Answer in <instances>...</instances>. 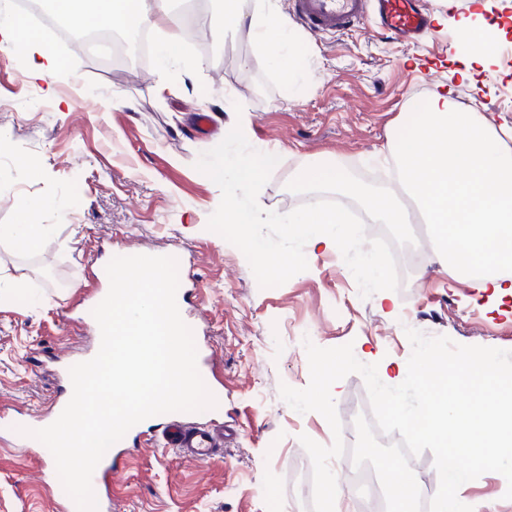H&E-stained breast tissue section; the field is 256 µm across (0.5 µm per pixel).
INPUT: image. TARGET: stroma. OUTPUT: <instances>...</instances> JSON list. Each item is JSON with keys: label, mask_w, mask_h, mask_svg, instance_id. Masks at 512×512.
Returning a JSON list of instances; mask_svg holds the SVG:
<instances>
[{"label": "stroma", "mask_w": 512, "mask_h": 512, "mask_svg": "<svg viewBox=\"0 0 512 512\" xmlns=\"http://www.w3.org/2000/svg\"><path fill=\"white\" fill-rule=\"evenodd\" d=\"M484 3L427 0L432 26L417 45L371 15L335 35L293 23L289 83L246 42L205 26L189 29L181 63L165 70L152 56L109 74L96 65L107 47L52 42L66 67L49 94L24 56L0 47V224L18 221L20 202L47 199L37 220L52 227L33 251L0 240V512H60L51 452L38 441L18 447V429L66 394L65 361L93 348L83 306L109 255H191L179 289L199 318L197 347L214 352L206 385L218 402L195 418L223 421L228 434L207 463L135 441L114 478L118 512H292L288 474L310 461L300 435L333 442L321 414L298 413L279 394L309 383L304 340L349 343L362 363L394 367L411 355L409 328L512 350V304L494 308L451 280L419 224L415 244L399 249L411 258L405 284L387 296L361 298L341 253L320 249L307 270L259 287L244 254L209 230L221 191L195 167L240 113L249 144L279 158L258 195L264 210L310 202L287 184L321 164L401 193L388 153L415 131L439 86L452 87L464 110L512 126V0ZM467 24L500 34L493 58L468 78ZM200 112L211 129L196 127ZM17 278L23 287H12ZM506 490L503 475L484 474L463 494L474 512H512Z\"/></svg>", "instance_id": "obj_1"}]
</instances>
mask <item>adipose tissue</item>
Instances as JSON below:
<instances>
[{
  "label": "adipose tissue",
  "instance_id": "obj_1",
  "mask_svg": "<svg viewBox=\"0 0 512 512\" xmlns=\"http://www.w3.org/2000/svg\"><path fill=\"white\" fill-rule=\"evenodd\" d=\"M208 18L212 31L244 36L253 50L285 64L288 20L274 0H260L245 17L241 0H216ZM56 12L77 28L87 22L115 28L161 29L159 63L180 61L188 32L169 0H52ZM0 45L23 48L33 79L48 80L62 70L53 50L41 43L17 14L0 18ZM393 155L402 182L437 239L436 259L456 281L488 295L495 306L512 300V146L488 119L460 111L447 93H434L417 132L401 139ZM295 232L311 246L338 249L348 216L317 206L293 217Z\"/></svg>",
  "mask_w": 512,
  "mask_h": 512
}]
</instances>
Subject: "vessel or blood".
I'll return each instance as SVG.
<instances>
[{
  "label": "vessel or blood",
  "mask_w": 512,
  "mask_h": 512,
  "mask_svg": "<svg viewBox=\"0 0 512 512\" xmlns=\"http://www.w3.org/2000/svg\"><path fill=\"white\" fill-rule=\"evenodd\" d=\"M291 8L303 27L315 34L346 30L372 8L384 27L405 37H416L429 25V16L419 0H291ZM157 420L162 426L159 439L163 447L203 462L222 455L223 423H199L178 412L158 415ZM113 476V470L104 464L93 473L98 512H114L116 508L115 497L108 490Z\"/></svg>",
  "instance_id": "obj_1"
}]
</instances>
